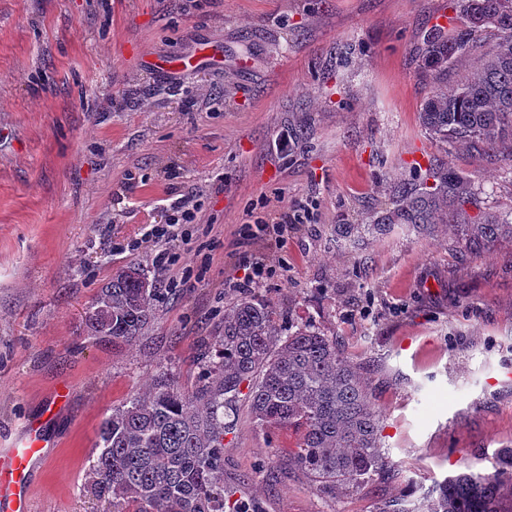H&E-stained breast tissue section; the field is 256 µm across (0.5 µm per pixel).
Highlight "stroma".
I'll use <instances>...</instances> for the list:
<instances>
[{"mask_svg": "<svg viewBox=\"0 0 512 512\" xmlns=\"http://www.w3.org/2000/svg\"><path fill=\"white\" fill-rule=\"evenodd\" d=\"M450 0H0V448L58 386L69 403L32 512H103L87 491L100 424L167 366L183 387L245 291L336 337L367 367L383 421L382 458L360 487L327 494L290 466L295 430L263 431L239 393L224 437V487L262 512L426 507L438 482L490 474L512 448V242L469 257L405 225L359 241L390 186L447 159L512 208V164L446 153L421 126L432 85L421 50ZM224 54L217 70L168 80L139 52ZM305 125L308 138L294 141ZM288 148H280L282 138ZM194 195L199 231L175 242L193 273L148 248L116 251L168 205ZM298 199L316 221L285 246L245 239ZM138 264L164 294L133 345L88 335L85 313L117 270Z\"/></svg>", "mask_w": 512, "mask_h": 512, "instance_id": "35a3bbf8", "label": "stroma"}]
</instances>
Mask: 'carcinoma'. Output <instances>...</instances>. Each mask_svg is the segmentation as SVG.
Returning <instances> with one entry per match:
<instances>
[{
	"instance_id": "1",
	"label": "carcinoma",
	"mask_w": 512,
	"mask_h": 512,
	"mask_svg": "<svg viewBox=\"0 0 512 512\" xmlns=\"http://www.w3.org/2000/svg\"><path fill=\"white\" fill-rule=\"evenodd\" d=\"M461 24L426 42L423 61L437 88L422 105L425 129L450 150L473 149L512 162V0H452ZM484 24L478 26L475 18ZM476 65L448 85L466 59ZM393 208L380 224L421 233L442 228L471 252L512 240V211L482 206L474 182L429 164L394 184ZM162 294L139 266L99 288L85 316L87 331L133 344L155 318ZM258 295L224 310L202 354L191 389L159 368L153 382L101 422L87 489L112 512H224V435L236 395L248 384L251 412L264 428L299 433L291 463L317 488H354L381 460L380 415L364 368L313 326L293 323ZM493 474L462 473L435 487L430 512H512V448Z\"/></svg>"
}]
</instances>
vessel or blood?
I'll return each instance as SVG.
<instances>
[{"label":"vessel or blood","instance_id":"vessel-or-blood-1","mask_svg":"<svg viewBox=\"0 0 512 512\" xmlns=\"http://www.w3.org/2000/svg\"><path fill=\"white\" fill-rule=\"evenodd\" d=\"M224 60L211 42L199 40L181 57L147 54L139 56V66L150 73L174 79L187 68L223 66ZM53 446L42 427L30 424L17 436L12 447L0 449V512H32V477L44 465Z\"/></svg>","mask_w":512,"mask_h":512}]
</instances>
